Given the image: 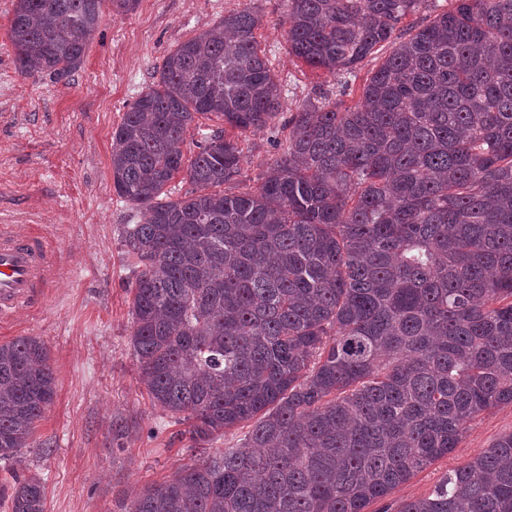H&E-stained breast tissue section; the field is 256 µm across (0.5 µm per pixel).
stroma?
<instances>
[{
	"label": "stroma",
	"instance_id": "1",
	"mask_svg": "<svg viewBox=\"0 0 512 512\" xmlns=\"http://www.w3.org/2000/svg\"><path fill=\"white\" fill-rule=\"evenodd\" d=\"M15 0H0V225L40 233L52 256L39 301L0 324V343L35 336L48 347L55 395L23 462L0 460V486L12 470L38 474L45 512H123L136 491L161 482L180 464L235 447V429L200 447L181 424L152 404L139 380L131 331L132 260L124 225L136 207L112 187L113 134L124 113L159 78L178 44L231 11L261 13V48L282 91L273 126L239 137V181L256 189L279 156L286 124L315 92L336 96L338 80L288 52L281 22L286 0H140L135 13L107 11L84 60L66 79L24 77L8 38ZM512 432V405L483 412L453 452L436 460L367 512H396L425 497L443 475Z\"/></svg>",
	"mask_w": 512,
	"mask_h": 512
}]
</instances>
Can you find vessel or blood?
<instances>
[{"label":"vessel or blood","mask_w":512,"mask_h":512,"mask_svg":"<svg viewBox=\"0 0 512 512\" xmlns=\"http://www.w3.org/2000/svg\"><path fill=\"white\" fill-rule=\"evenodd\" d=\"M50 257L40 236H17L0 226V322L35 301L48 281Z\"/></svg>","instance_id":"b4317fda"}]
</instances>
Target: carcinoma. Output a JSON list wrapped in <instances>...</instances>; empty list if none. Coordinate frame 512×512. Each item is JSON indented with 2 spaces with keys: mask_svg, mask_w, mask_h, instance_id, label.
Here are the masks:
<instances>
[{
  "mask_svg": "<svg viewBox=\"0 0 512 512\" xmlns=\"http://www.w3.org/2000/svg\"><path fill=\"white\" fill-rule=\"evenodd\" d=\"M107 2L139 5L17 0L19 73L69 77ZM287 2L288 52L333 77L394 48L357 102L302 103L257 190H223L237 138L183 149L200 116L242 133L279 114L248 6L172 50L113 135V189L141 213L123 232L141 383L198 445L249 425L126 512H365L512 404V0L405 29L424 0ZM55 386L39 338L0 343V460L35 443ZM44 508L13 475L11 512ZM397 512H512V433Z\"/></svg>",
  "mask_w": 512,
  "mask_h": 512,
  "instance_id": "1",
  "label": "carcinoma"
}]
</instances>
